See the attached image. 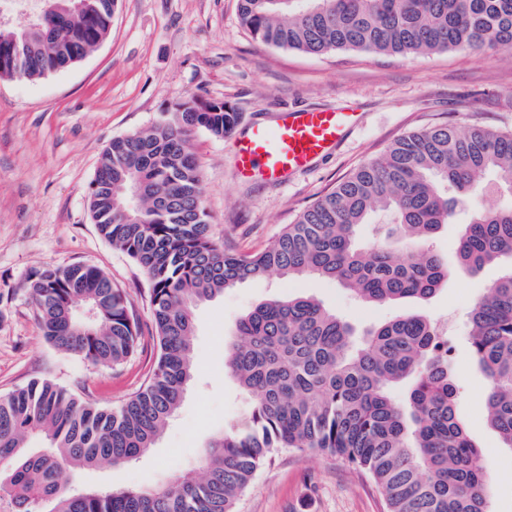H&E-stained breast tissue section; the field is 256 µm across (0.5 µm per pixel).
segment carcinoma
Segmentation results:
<instances>
[{"label": "carcinoma", "instance_id": "carcinoma-1", "mask_svg": "<svg viewBox=\"0 0 512 512\" xmlns=\"http://www.w3.org/2000/svg\"><path fill=\"white\" fill-rule=\"evenodd\" d=\"M117 0H44L29 23H0V78L37 81L95 51ZM261 42L309 54L356 50L426 54L512 47V0H239ZM240 114L193 98L166 119L112 139L88 193L101 237L150 281L160 355L145 387L104 409L52 380L0 397V512H236L257 471L282 448L337 456L365 471L388 512H488V471L456 412L448 343L436 325L406 313L366 331L311 297L270 299L240 318L224 366L248 410L203 449L202 474L161 486L72 488L67 474L144 455L173 418L193 377V308L271 272L335 281L368 303L423 300L448 281L432 239L455 199L485 190L483 177L512 178V132L440 125L408 134L305 209L254 254L218 247L210 234L201 171L190 136L232 133ZM136 210L119 205L133 185ZM386 211L414 245L395 257L365 252L355 230ZM512 257V208L479 211L466 224L457 264L472 272ZM38 309L42 336L93 366H115L140 343L125 291L99 268L44 266L20 285ZM469 341L489 382L484 407L512 448V271L469 314ZM410 388L401 401L393 388Z\"/></svg>", "mask_w": 512, "mask_h": 512}]
</instances>
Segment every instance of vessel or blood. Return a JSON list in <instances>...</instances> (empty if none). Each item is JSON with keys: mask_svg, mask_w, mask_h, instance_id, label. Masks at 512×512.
Instances as JSON below:
<instances>
[{"mask_svg": "<svg viewBox=\"0 0 512 512\" xmlns=\"http://www.w3.org/2000/svg\"><path fill=\"white\" fill-rule=\"evenodd\" d=\"M357 120L346 108L285 112L275 125L255 126L236 141V168L245 177L287 181L337 149Z\"/></svg>", "mask_w": 512, "mask_h": 512, "instance_id": "1", "label": "vessel or blood"}]
</instances>
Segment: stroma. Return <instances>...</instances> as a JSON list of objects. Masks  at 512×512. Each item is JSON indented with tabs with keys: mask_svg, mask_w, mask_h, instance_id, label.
<instances>
[{
	"mask_svg": "<svg viewBox=\"0 0 512 512\" xmlns=\"http://www.w3.org/2000/svg\"><path fill=\"white\" fill-rule=\"evenodd\" d=\"M200 98L233 106L237 133L270 124L294 109L351 104L359 124L333 154L285 183L241 177L233 138L197 130L192 151L201 170L215 241L254 253L284 227L396 140L438 125L512 130V50L385 55L340 50L309 55L263 44L243 25L238 0H119L107 39L72 67L38 81L0 79V395L48 378L102 407L116 408L147 383L159 349L150 285L129 256L98 233L88 190L105 146L163 120L177 104ZM485 195L458 201L453 221L428 243L451 259L447 284L431 299L389 305L358 301L340 284L279 273L226 289L194 308L196 377L153 448L138 461L77 474L80 487L165 483L198 469L204 444L228 429L247 395L224 367V346L242 315L275 296L303 295L335 310L356 331L417 311L448 324L457 412L489 470L488 512H512V450L489 427L485 376L468 343V315L490 285L512 267L505 257L470 273L455 264L459 234L478 209L512 207V187L485 176ZM362 249L384 244L394 255L408 245L382 212L360 225ZM85 263L103 270L130 301L141 342L122 364L98 369L62 352L41 335L19 286L31 270ZM237 512H385L375 484L345 461L309 449L280 450L241 494Z\"/></svg>",
	"mask_w": 512,
	"mask_h": 512,
	"instance_id": "stroma-1",
	"label": "stroma"
}]
</instances>
